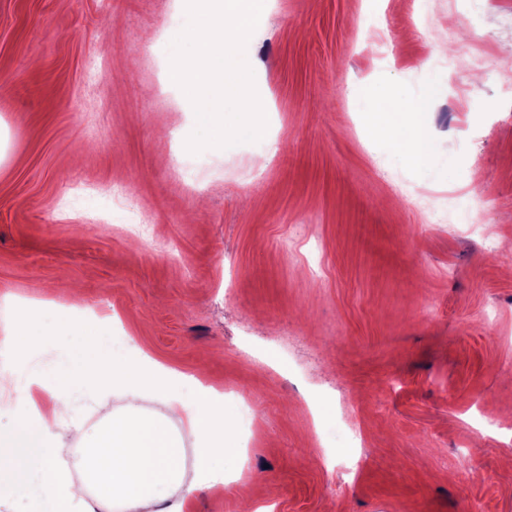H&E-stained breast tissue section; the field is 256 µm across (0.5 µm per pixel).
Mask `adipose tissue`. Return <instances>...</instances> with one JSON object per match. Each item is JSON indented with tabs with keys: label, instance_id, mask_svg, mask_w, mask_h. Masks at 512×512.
<instances>
[{
	"label": "adipose tissue",
	"instance_id": "obj_1",
	"mask_svg": "<svg viewBox=\"0 0 512 512\" xmlns=\"http://www.w3.org/2000/svg\"><path fill=\"white\" fill-rule=\"evenodd\" d=\"M430 90L404 105L380 98L372 116L377 131L388 129L386 113L400 111L407 139L405 156L417 169L434 153L425 117ZM82 338L77 356L59 361L50 372H35L25 387L15 385L13 373L0 371V415L15 418L10 435L0 436V478L14 484L27 481L26 451L38 449L42 466L37 476L56 512H69L72 503L93 497L101 512L120 504L128 512H192L195 492L224 487V460L235 455L232 430L213 388L196 384L191 398L179 391L187 377L156 367L127 363L94 327L79 324ZM95 399L100 419L94 431L74 425L82 448V474L73 480L64 459L65 447L55 433L67 423L75 401ZM125 404L113 409L112 396ZM152 400L154 409L143 408ZM196 444L195 463L186 466L185 438Z\"/></svg>",
	"mask_w": 512,
	"mask_h": 512
}]
</instances>
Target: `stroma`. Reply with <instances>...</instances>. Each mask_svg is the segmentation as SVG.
<instances>
[{"mask_svg":"<svg viewBox=\"0 0 512 512\" xmlns=\"http://www.w3.org/2000/svg\"><path fill=\"white\" fill-rule=\"evenodd\" d=\"M184 9L0 0V321L91 313L126 361L223 388L238 453L193 512H239L242 483L261 512H512V254L468 231L512 238V0H271L265 139L199 174L154 52ZM428 85L418 170L368 119ZM115 181L169 249L124 236Z\"/></svg>","mask_w":512,"mask_h":512,"instance_id":"35a3bbf8","label":"stroma"}]
</instances>
